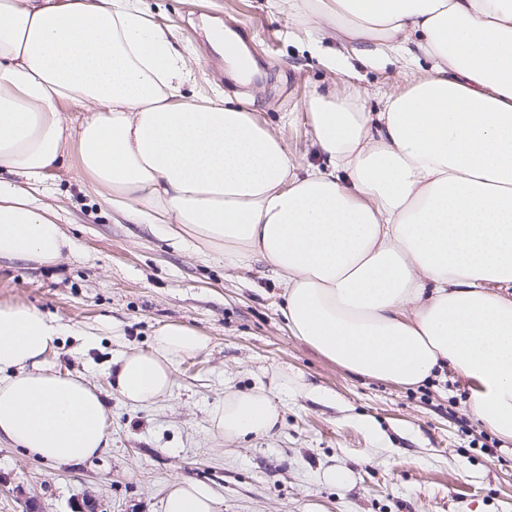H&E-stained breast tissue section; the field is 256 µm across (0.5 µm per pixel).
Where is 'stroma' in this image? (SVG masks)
I'll return each instance as SVG.
<instances>
[{"instance_id":"stroma-1","label":"stroma","mask_w":512,"mask_h":512,"mask_svg":"<svg viewBox=\"0 0 512 512\" xmlns=\"http://www.w3.org/2000/svg\"><path fill=\"white\" fill-rule=\"evenodd\" d=\"M145 2L196 60L190 90L258 91L259 118L304 163L322 162L305 108L313 90L357 94L375 109L396 87V66L361 64L354 78L344 62L329 64L278 0ZM216 19L247 45L252 82L238 81L212 48ZM285 112L292 119L284 124ZM40 196L58 210L74 250L49 266L1 258L0 304L34 307L67 326L50 358L102 392L111 438L99 455L63 467L1 440L0 512H22L27 500L39 512H79L87 501L97 512H162L177 478L209 485L219 512H512V442L470 416L463 384L404 388L348 372L290 336L267 265L205 262L151 225L126 222L88 191L73 163L48 171ZM114 322L131 348L182 324L204 333L210 349L183 359L170 397L132 407L109 373L117 345L102 329ZM279 371L289 383L322 387L328 400L284 392ZM228 385L266 389L281 408L274 432L213 436L209 411ZM331 467L351 473L349 486L324 481Z\"/></svg>"}]
</instances>
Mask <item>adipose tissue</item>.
<instances>
[{
	"label": "adipose tissue",
	"mask_w": 512,
	"mask_h": 512,
	"mask_svg": "<svg viewBox=\"0 0 512 512\" xmlns=\"http://www.w3.org/2000/svg\"><path fill=\"white\" fill-rule=\"evenodd\" d=\"M313 44L399 57L405 88L379 111L335 91L307 99L324 166L305 167L251 98L187 94L191 54L142 0H0V259L58 262L73 248L41 201L75 158L88 188L134 224L202 257L262 260L290 334L348 371L413 387L464 381L471 416L512 441V0H290ZM429 70H421L422 61ZM86 113L66 119L62 105ZM63 324L0 305V437L59 465L109 441L108 407L48 359ZM185 325L111 362L134 407L169 396L205 352ZM214 436L274 430L264 388L231 391ZM212 488L169 487L163 512H217Z\"/></svg>",
	"instance_id": "1"
}]
</instances>
